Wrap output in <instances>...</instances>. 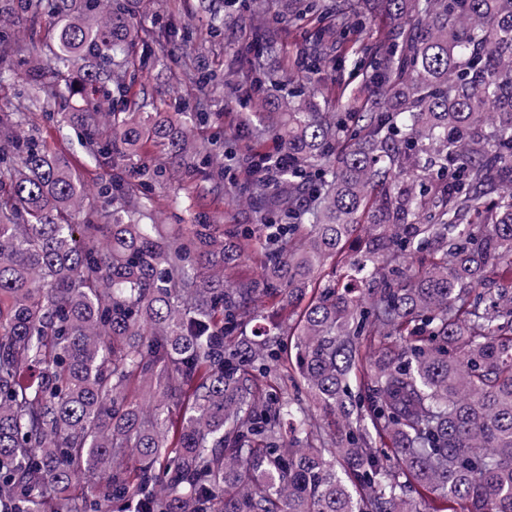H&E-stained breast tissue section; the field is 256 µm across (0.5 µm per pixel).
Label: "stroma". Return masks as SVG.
Returning a JSON list of instances; mask_svg holds the SVG:
<instances>
[{
	"mask_svg": "<svg viewBox=\"0 0 512 512\" xmlns=\"http://www.w3.org/2000/svg\"><path fill=\"white\" fill-rule=\"evenodd\" d=\"M51 10L38 17L27 14L20 0H0V21L7 22L16 39L32 46L29 56H0V115L20 116L24 128L41 144L55 152L70 151L76 132L31 108L29 100L47 73L55 43L56 23L64 12L59 0H49ZM318 26L315 15L296 0L290 14H283L280 0H267L261 11L241 5L220 7L218 13L204 10L201 0H152L141 22V49L151 58L152 68L140 74L132 95L145 101L148 111L187 115L209 113L204 123H194L196 141L211 143L212 162L199 159L176 161L159 146L147 145L135 155L115 164L78 166L86 186L102 177L117 174L130 183L147 205L149 222L167 227L173 234L186 233L199 218H218L221 224L248 227L257 222L251 206L245 204L234 184L248 183L241 169L227 177L215 175V164L224 160L228 142L252 141L251 130H238L236 116L249 98L250 63L263 57L266 68L280 77L291 78L305 90L329 93L339 78L333 64L344 45L326 40L329 61L316 73L307 69L305 35ZM266 31L268 43L256 41V31ZM208 77L205 87L190 82V75ZM163 165V178L139 176L142 166Z\"/></svg>",
	"mask_w": 512,
	"mask_h": 512,
	"instance_id": "obj_1",
	"label": "stroma"
}]
</instances>
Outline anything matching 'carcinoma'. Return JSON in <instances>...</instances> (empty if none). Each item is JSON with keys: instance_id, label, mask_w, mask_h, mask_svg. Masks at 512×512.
Segmentation results:
<instances>
[{"instance_id": "carcinoma-1", "label": "carcinoma", "mask_w": 512, "mask_h": 512, "mask_svg": "<svg viewBox=\"0 0 512 512\" xmlns=\"http://www.w3.org/2000/svg\"><path fill=\"white\" fill-rule=\"evenodd\" d=\"M83 2L58 61L95 64L40 92L106 103L64 113L85 160L207 159L130 95L135 0ZM311 2L381 95L252 102L293 165L237 187L251 230L168 236L128 183L83 187L0 118V512H512V0ZM29 51L0 27V53ZM253 151L225 143L220 169ZM95 205L102 223H72ZM254 240L262 280L224 279ZM266 297L298 320L258 314Z\"/></svg>"}]
</instances>
